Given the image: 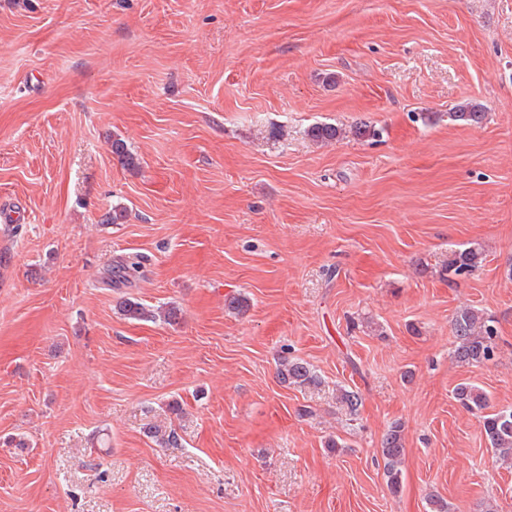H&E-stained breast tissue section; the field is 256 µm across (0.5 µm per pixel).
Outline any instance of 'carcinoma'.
I'll return each instance as SVG.
<instances>
[{"mask_svg":"<svg viewBox=\"0 0 512 512\" xmlns=\"http://www.w3.org/2000/svg\"><path fill=\"white\" fill-rule=\"evenodd\" d=\"M486 113L477 102H465L456 106L448 113L452 121L467 125L482 123ZM342 129L329 123L315 124L307 130L310 139L317 143H329L338 139ZM112 154L116 155L121 164L127 168H136L134 156L128 151L122 139L112 140ZM483 252L473 244L464 249L448 252V260L441 265L444 274L453 273L457 276L469 275L481 266ZM140 263L121 260L113 266L110 281L115 284H128L139 273ZM120 311L130 320H153L160 314L169 323L179 320L180 310L170 305L157 313L146 307L135 298H126L120 302ZM451 331L454 337L452 354L457 362L464 365L477 366L494 359L498 348V330L494 320L473 308L459 310L451 320ZM279 382L287 386L299 388H317L321 385L320 377L311 370L308 364L297 358L283 357L277 370ZM453 398L466 411L479 418L481 428L494 454L504 463H512V407H502L492 413L485 412L488 408V396L479 387L460 383L453 390ZM149 436L160 445L177 442L174 428L160 425L148 427ZM382 457L385 463L387 484L394 493L398 492L401 483V465L405 459V447L402 424L389 426L382 442Z\"/></svg>","mask_w":512,"mask_h":512,"instance_id":"cac0c4a2","label":"carcinoma"}]
</instances>
